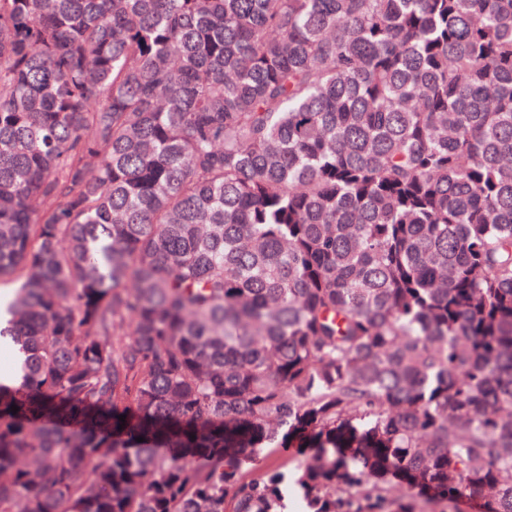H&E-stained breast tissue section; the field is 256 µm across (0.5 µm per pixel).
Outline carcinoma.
<instances>
[{"label":"carcinoma","mask_w":512,"mask_h":512,"mask_svg":"<svg viewBox=\"0 0 512 512\" xmlns=\"http://www.w3.org/2000/svg\"><path fill=\"white\" fill-rule=\"evenodd\" d=\"M3 281L0 512H512V0H0Z\"/></svg>","instance_id":"1"}]
</instances>
